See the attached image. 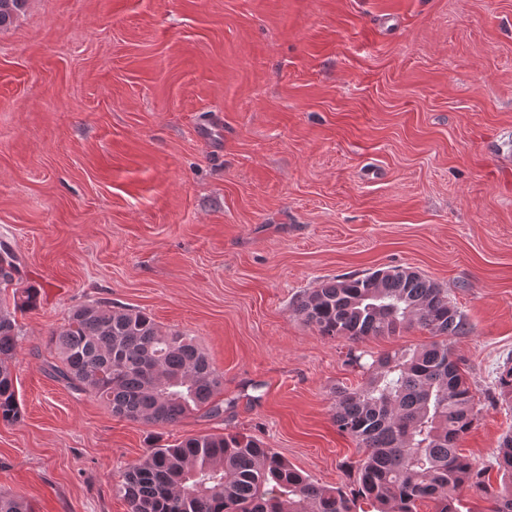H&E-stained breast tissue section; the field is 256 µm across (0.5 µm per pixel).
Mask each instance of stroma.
Segmentation results:
<instances>
[{
	"label": "stroma",
	"mask_w": 512,
	"mask_h": 512,
	"mask_svg": "<svg viewBox=\"0 0 512 512\" xmlns=\"http://www.w3.org/2000/svg\"><path fill=\"white\" fill-rule=\"evenodd\" d=\"M0 243L39 290L23 418L0 424V491L29 512H129L113 486L147 448L205 433L354 490L333 393L431 336L354 345L292 303L392 266L470 324L450 344L484 408L460 446L490 465L512 433L489 403L512 357V0H28L0 29ZM98 300L194 336L223 417L152 426L54 378L49 333Z\"/></svg>",
	"instance_id": "1"
}]
</instances>
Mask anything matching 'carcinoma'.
<instances>
[{"mask_svg": "<svg viewBox=\"0 0 512 512\" xmlns=\"http://www.w3.org/2000/svg\"><path fill=\"white\" fill-rule=\"evenodd\" d=\"M27 0H0V28ZM18 266L0 271V422L22 419L13 358L21 330L15 312L37 306L39 290L15 287ZM293 310L325 337L357 344L410 327L434 341L396 349L369 364L365 381L335 391L338 428L363 449L356 489L326 487L278 453L241 433L199 434L150 448L115 490L130 512H460V493L484 488L486 467L463 454L460 442L480 413L472 384L448 339L469 325L448 290L419 272H376L332 278L299 294ZM57 378L94 395L113 414L152 426L179 423L204 411L219 418L223 375L197 341L165 330L147 313L110 301L76 307L50 333ZM498 395L512 403V363L503 365ZM503 489L485 492L483 512H512V435L493 453ZM0 512H27L23 497L0 491Z\"/></svg>", "mask_w": 512, "mask_h": 512, "instance_id": "1", "label": "carcinoma"}]
</instances>
